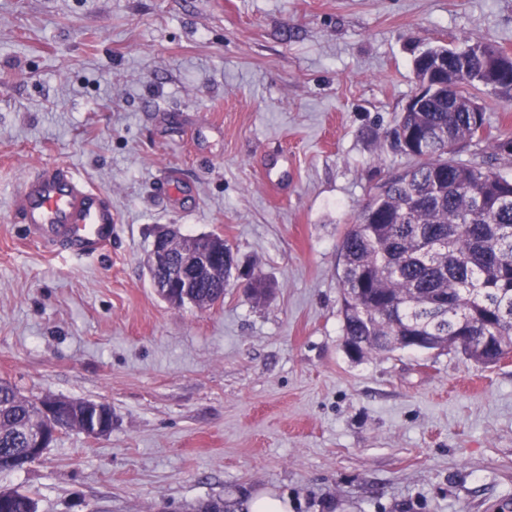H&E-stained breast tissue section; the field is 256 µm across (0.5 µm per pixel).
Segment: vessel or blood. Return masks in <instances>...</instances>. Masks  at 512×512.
<instances>
[{
	"label": "vessel or blood",
	"instance_id": "vessel-or-blood-1",
	"mask_svg": "<svg viewBox=\"0 0 512 512\" xmlns=\"http://www.w3.org/2000/svg\"><path fill=\"white\" fill-rule=\"evenodd\" d=\"M10 209L40 240L82 258L98 256L111 243L118 221L109 197L63 163L26 174Z\"/></svg>",
	"mask_w": 512,
	"mask_h": 512
}]
</instances>
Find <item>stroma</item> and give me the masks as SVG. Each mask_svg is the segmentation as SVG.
I'll return each instance as SVG.
<instances>
[{
	"label": "stroma",
	"mask_w": 512,
	"mask_h": 512,
	"mask_svg": "<svg viewBox=\"0 0 512 512\" xmlns=\"http://www.w3.org/2000/svg\"><path fill=\"white\" fill-rule=\"evenodd\" d=\"M512 50V0H0V378L104 402L0 489L37 512H512V355L351 358L338 245L411 165L388 134L423 49ZM65 163L112 200L104 255L10 216ZM176 168L184 190L163 191ZM223 236L273 285L176 308L146 269L157 227ZM88 407L94 410L93 416L87 418L83 424L82 419H78L77 413L75 412V416L67 423V428H76L81 430L83 425L85 434L90 437L100 438L107 436L112 431V408L104 402L95 401L88 403ZM103 411H107L111 415V422L109 425H102L99 421V415H101ZM243 508L247 512H292V502L288 499V494L279 495L276 492L268 490H259L244 502Z\"/></svg>",
	"instance_id": "stroma-1"
}]
</instances>
